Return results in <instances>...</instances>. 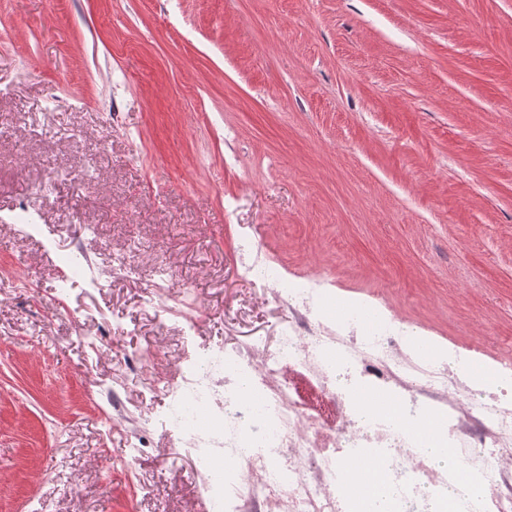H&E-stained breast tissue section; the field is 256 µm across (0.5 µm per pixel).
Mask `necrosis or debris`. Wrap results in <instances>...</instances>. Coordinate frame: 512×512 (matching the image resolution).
<instances>
[{
  "mask_svg": "<svg viewBox=\"0 0 512 512\" xmlns=\"http://www.w3.org/2000/svg\"><path fill=\"white\" fill-rule=\"evenodd\" d=\"M238 261L287 315L275 345L256 336L211 347L162 378L151 374L159 354L118 357L166 401L163 421L192 456L206 512H371L369 498L342 489L346 448L380 459L396 510L450 489L452 512H512V358L474 355L497 380L476 389L383 299L344 308L324 278L288 280L262 250ZM433 439L465 458L466 473L416 453Z\"/></svg>",
  "mask_w": 512,
  "mask_h": 512,
  "instance_id": "1",
  "label": "necrosis or debris"
}]
</instances>
